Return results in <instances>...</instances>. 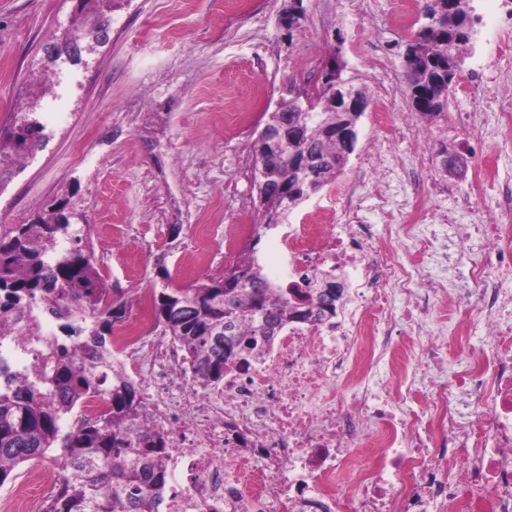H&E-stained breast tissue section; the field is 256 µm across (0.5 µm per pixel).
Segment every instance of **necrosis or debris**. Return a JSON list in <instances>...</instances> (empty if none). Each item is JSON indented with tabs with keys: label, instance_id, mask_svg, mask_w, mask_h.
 <instances>
[{
	"label": "necrosis or debris",
	"instance_id": "obj_1",
	"mask_svg": "<svg viewBox=\"0 0 512 512\" xmlns=\"http://www.w3.org/2000/svg\"><path fill=\"white\" fill-rule=\"evenodd\" d=\"M354 193L331 194L343 224L280 240L288 287L323 272L348 284L342 317L289 323L221 387L175 391L187 365L148 301L113 328L127 362L157 342L145 425L168 438L165 512H512V299L483 269L465 289L429 279V214L378 234ZM473 231L511 271L501 218ZM452 323L478 325L484 349L449 360Z\"/></svg>",
	"mask_w": 512,
	"mask_h": 512
}]
</instances>
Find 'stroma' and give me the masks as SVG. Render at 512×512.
Listing matches in <instances>:
<instances>
[{
	"label": "stroma",
	"mask_w": 512,
	"mask_h": 512,
	"mask_svg": "<svg viewBox=\"0 0 512 512\" xmlns=\"http://www.w3.org/2000/svg\"><path fill=\"white\" fill-rule=\"evenodd\" d=\"M345 3L304 0L306 19L288 34L278 26L282 0H257L253 14L234 21L224 18L216 0H195L189 7L182 0H122L108 15L106 38L74 63L49 61L46 49L70 26L75 0H0V127L24 112L33 77L51 70L59 77L34 112L43 126L38 149L26 154L23 165L0 164V224H27L69 201L71 223L85 227L96 267L130 318L142 294L188 287L181 269L198 225L212 230L214 266L200 278L222 277L225 225L238 223L243 207L254 220L262 218L252 159L256 133L250 129L232 139L226 124L247 101L274 111L285 88L313 78L332 49L343 79L373 92L385 78L369 68L367 52L386 42L402 47L409 39L391 22L392 0H370L368 16ZM474 7L475 45L443 117L426 124L412 107L406 82L398 81L392 140L381 141L371 113H364L342 175L355 181L367 224L385 221L376 209L378 193L392 197L402 224L415 184L435 185L426 205L448 261L428 270L461 285L486 260L470 226L486 213L504 212L502 191L512 188V129L502 127L501 108L476 105L459 90L476 74L491 83L512 74V60L494 51L499 17L512 10V0H474ZM356 28L362 33L359 56L350 46ZM443 143L462 149L463 176L441 172ZM372 147L398 156L380 181L361 165ZM484 160L495 186L470 207V183ZM38 477L37 462L20 465L0 486V512H20L22 501L40 495Z\"/></svg>",
	"instance_id": "obj_1"
}]
</instances>
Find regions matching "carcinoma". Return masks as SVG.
<instances>
[{"label": "carcinoma", "instance_id": "carcinoma-1", "mask_svg": "<svg viewBox=\"0 0 512 512\" xmlns=\"http://www.w3.org/2000/svg\"><path fill=\"white\" fill-rule=\"evenodd\" d=\"M424 0L425 23L407 42L403 65L413 108L427 119L444 112L448 94L472 46L477 23L473 0ZM310 100L298 98L288 110L269 113L265 127L284 129L280 158L254 157L255 179L265 220L240 264L238 288L224 290L211 279L194 288L153 293L155 323L183 352L201 386L224 382V370L242 352L259 355L290 321H322L336 316L345 288L322 273L307 279V294L295 302L288 289L272 284L256 256L261 231L285 218L305 197L336 181L354 149L336 135L357 126L360 112H340L327 104L341 77L332 52ZM39 125L13 123L0 136V163L33 151ZM310 147L318 163L311 180L290 164ZM62 201L52 217L28 224L0 225V348L26 354L22 366L0 355V486L29 461H65L56 493L43 512H159L168 492L165 436L144 426V405L123 364L112 352V328L125 305L108 299L94 252L82 244ZM63 238L80 243L59 248ZM62 321V335H46L39 314ZM105 403L94 419L62 422L87 399Z\"/></svg>", "mask_w": 512, "mask_h": 512}]
</instances>
